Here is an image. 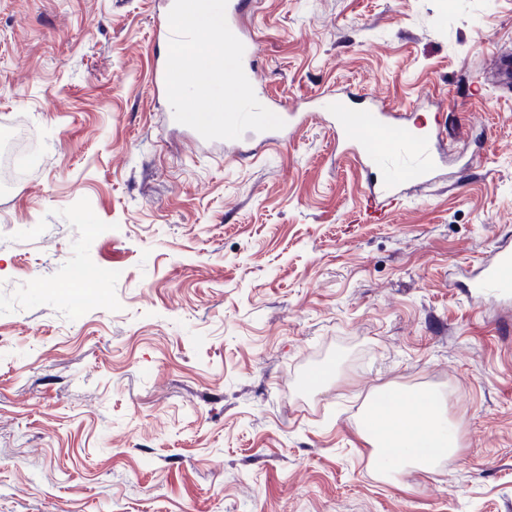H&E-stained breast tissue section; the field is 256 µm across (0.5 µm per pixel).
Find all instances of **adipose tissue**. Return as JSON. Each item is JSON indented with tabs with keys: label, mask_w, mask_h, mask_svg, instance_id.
Segmentation results:
<instances>
[{
	"label": "adipose tissue",
	"mask_w": 512,
	"mask_h": 512,
	"mask_svg": "<svg viewBox=\"0 0 512 512\" xmlns=\"http://www.w3.org/2000/svg\"><path fill=\"white\" fill-rule=\"evenodd\" d=\"M370 410L375 423L366 438L386 474L407 468L430 472L439 461L455 455L458 432L431 392L391 387Z\"/></svg>",
	"instance_id": "obj_1"
}]
</instances>
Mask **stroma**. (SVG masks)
<instances>
[{
  "mask_svg": "<svg viewBox=\"0 0 512 512\" xmlns=\"http://www.w3.org/2000/svg\"><path fill=\"white\" fill-rule=\"evenodd\" d=\"M157 2L0 0V128L37 159L0 190V512H512V300L464 290L512 240V0L246 16L270 98L446 127L381 224L321 119L247 157L166 126ZM394 384L458 426L434 473L378 472L360 411Z\"/></svg>",
  "mask_w": 512,
  "mask_h": 512,
  "instance_id": "obj_1",
  "label": "stroma"
}]
</instances>
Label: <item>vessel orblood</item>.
Here are the masks:
<instances>
[{
    "mask_svg": "<svg viewBox=\"0 0 512 512\" xmlns=\"http://www.w3.org/2000/svg\"><path fill=\"white\" fill-rule=\"evenodd\" d=\"M245 8L246 0H228L226 20L245 46L242 64L249 75L255 68L257 47L245 30ZM348 104L347 98L335 93L300 102L290 108L282 129L258 132L256 138L264 143L287 141L310 113H326L338 145L354 158L366 177L368 194L360 217L364 222L379 224L395 205L404 181L427 183L436 178L440 160L447 151L445 139L440 130L433 128L412 136L401 117L378 101L353 111ZM471 286L478 293L491 290L504 297L512 296V247L504 245L495 250L491 260L473 277Z\"/></svg>",
    "mask_w": 512,
    "mask_h": 512,
    "instance_id": "obj_1",
    "label": "vessel or blood"
}]
</instances>
